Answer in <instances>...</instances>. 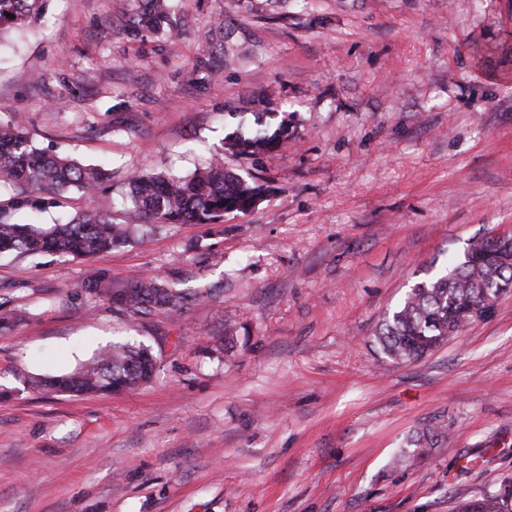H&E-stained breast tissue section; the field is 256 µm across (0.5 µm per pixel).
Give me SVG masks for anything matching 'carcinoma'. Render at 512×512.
Instances as JSON below:
<instances>
[{"mask_svg":"<svg viewBox=\"0 0 512 512\" xmlns=\"http://www.w3.org/2000/svg\"><path fill=\"white\" fill-rule=\"evenodd\" d=\"M45 2L0 0V38L35 22ZM178 26L171 0H139L138 10L130 19L135 35L172 33ZM279 130L278 135L257 131L250 136H228L224 146L233 155L256 158L278 147L279 135L288 133V127ZM100 178L98 170L54 156L37 147L25 132L0 122V189L6 186L12 190L9 202L0 205V253L89 257L126 243L135 225L114 223L104 207L47 228L12 219L11 212L36 204L41 194L59 196L71 188L91 192ZM129 186L131 213L136 218L146 215L153 224H212L226 213L245 212L248 201L263 191L262 186L224 168L221 153L204 171L191 176H133ZM95 290L139 316L175 312L187 300L186 292L158 275L122 288L101 279ZM511 294L512 238L478 241L471 245L464 261L451 263L439 275L415 283L399 306L382 319L376 342L392 362L418 361L470 323L491 316L499 299ZM157 364L150 347L116 343L75 372L34 385L71 396L110 393L114 385L133 389L147 383ZM443 437L437 427L418 432L408 440L407 454L426 458ZM459 512H512V480L461 504Z\"/></svg>","mask_w":512,"mask_h":512,"instance_id":"1","label":"carcinoma"}]
</instances>
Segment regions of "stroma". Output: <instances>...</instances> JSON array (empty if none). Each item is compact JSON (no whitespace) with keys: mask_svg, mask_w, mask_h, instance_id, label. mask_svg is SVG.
Instances as JSON below:
<instances>
[{"mask_svg":"<svg viewBox=\"0 0 512 512\" xmlns=\"http://www.w3.org/2000/svg\"><path fill=\"white\" fill-rule=\"evenodd\" d=\"M134 6L47 0L0 41V122L107 174L19 221L103 199L127 224L132 175L288 136L225 157L264 187L248 213L0 254V512H456L512 478V295L416 362L375 339L415 282L512 237V0H176V36L130 34ZM224 33L230 63L206 52ZM154 275L191 291L177 313L91 290ZM120 341L156 354L148 384L32 387ZM278 144L279 135H268L264 131H256L250 136H227L224 141L228 153L253 158L273 151ZM444 437V433L437 427H430L422 432L412 435L407 442L408 450L405 453L415 459L427 458L431 448H435Z\"/></svg>","mask_w":512,"mask_h":512,"instance_id":"stroma-1","label":"stroma"}]
</instances>
